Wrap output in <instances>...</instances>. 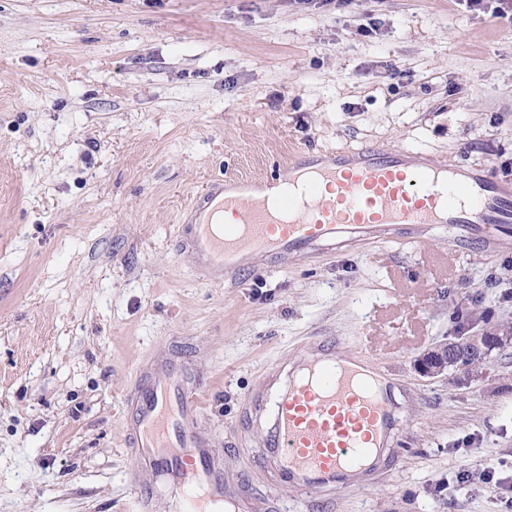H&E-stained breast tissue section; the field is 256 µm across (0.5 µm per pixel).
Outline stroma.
Listing matches in <instances>:
<instances>
[{
  "label": "stroma",
  "instance_id": "35a3bbf8",
  "mask_svg": "<svg viewBox=\"0 0 512 512\" xmlns=\"http://www.w3.org/2000/svg\"><path fill=\"white\" fill-rule=\"evenodd\" d=\"M360 145L512 181V20L464 0H0V512H124L126 395L161 353L201 377L200 429L259 491L244 398L321 338L390 378L403 423L394 461L316 512H504L512 346L459 384L414 363L512 325V231L494 253L440 231L220 284L177 253L208 182Z\"/></svg>",
  "mask_w": 512,
  "mask_h": 512
}]
</instances>
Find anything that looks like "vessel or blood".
<instances>
[{"label": "vessel or blood", "mask_w": 512, "mask_h": 512, "mask_svg": "<svg viewBox=\"0 0 512 512\" xmlns=\"http://www.w3.org/2000/svg\"><path fill=\"white\" fill-rule=\"evenodd\" d=\"M268 183L288 186L277 205L261 187L232 180L207 184L191 203L179 252L209 281L222 282L259 256L272 266L358 238L414 243L438 226L452 242L475 238L492 251L500 240L489 227L512 223L511 181L406 149L304 152L275 167ZM203 389L169 356L143 368L127 394V438L137 458L133 512H153L158 492L166 512H256L251 497L226 483L224 459L198 427ZM395 405L386 375L317 340L270 369L242 421L262 435L254 463L268 487L284 482L302 495L354 485L394 448Z\"/></svg>", "instance_id": "b4317fda"}]
</instances>
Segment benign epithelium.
Masks as SVG:
<instances>
[{
  "mask_svg": "<svg viewBox=\"0 0 512 512\" xmlns=\"http://www.w3.org/2000/svg\"><path fill=\"white\" fill-rule=\"evenodd\" d=\"M494 343L511 344L512 328L485 327L445 340L416 359V371L422 377L436 378L455 368L470 377L475 369L487 363L488 350Z\"/></svg>",
  "mask_w": 512,
  "mask_h": 512,
  "instance_id": "7a95c632",
  "label": "benign epithelium"
}]
</instances>
